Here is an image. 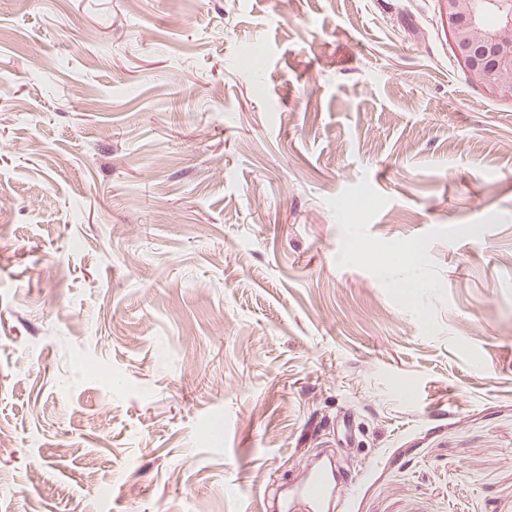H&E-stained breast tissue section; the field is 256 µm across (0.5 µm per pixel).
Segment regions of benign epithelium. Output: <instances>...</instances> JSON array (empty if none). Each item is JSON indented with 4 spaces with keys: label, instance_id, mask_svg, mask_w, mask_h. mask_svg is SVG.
<instances>
[{
    "label": "benign epithelium",
    "instance_id": "obj_1",
    "mask_svg": "<svg viewBox=\"0 0 512 512\" xmlns=\"http://www.w3.org/2000/svg\"><path fill=\"white\" fill-rule=\"evenodd\" d=\"M443 25L472 79L512 99V0H440Z\"/></svg>",
    "mask_w": 512,
    "mask_h": 512
}]
</instances>
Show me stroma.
I'll return each mask as SVG.
<instances>
[{
  "label": "stroma",
  "instance_id": "obj_1",
  "mask_svg": "<svg viewBox=\"0 0 512 512\" xmlns=\"http://www.w3.org/2000/svg\"><path fill=\"white\" fill-rule=\"evenodd\" d=\"M0 512H512V100L439 0H0ZM352 482H348L334 460L310 465V469L303 482H301L296 493L308 499L316 511H322L325 504L335 495L338 484L347 485L346 499L348 501L354 493Z\"/></svg>",
  "mask_w": 512,
  "mask_h": 512
}]
</instances>
